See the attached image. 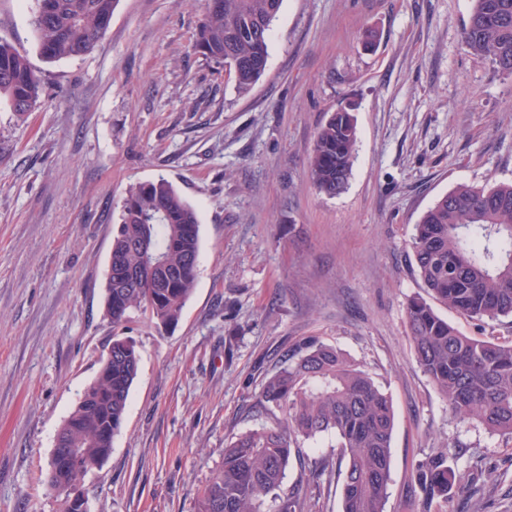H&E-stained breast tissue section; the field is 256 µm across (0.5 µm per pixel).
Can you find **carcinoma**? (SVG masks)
Listing matches in <instances>:
<instances>
[{
  "mask_svg": "<svg viewBox=\"0 0 512 512\" xmlns=\"http://www.w3.org/2000/svg\"><path fill=\"white\" fill-rule=\"evenodd\" d=\"M118 0H36L32 26L41 57L56 62L84 56L107 32ZM282 0H216L196 37L206 58L233 69L234 87L245 94L268 63L271 26ZM466 47L512 76V0H473L463 32ZM42 81L26 55L0 40V104L19 117L41 104ZM357 133L345 108L318 131L309 177L329 196L341 193L351 173ZM410 248L423 288L406 320L416 362L459 419L475 418L512 438V341L475 339L439 316L431 301L470 319L512 316V183L461 185L439 198L415 226ZM112 275L105 312L115 327L131 313L178 322L196 282L200 219L165 178L131 187L112 237ZM138 269L127 281V269ZM139 359L127 339L112 338V363L98 375L64 420L74 422L69 467L49 472L48 494L59 512H75L58 493L77 474L100 471L112 452L110 434L121 429ZM112 392V399L104 394ZM260 406L285 414L269 425L237 434L224 446L221 467L199 491L195 512H305L293 491L283 490L292 445L322 435L336 438V463L344 467L342 512H386L394 413L389 398L368 373L335 347L309 337L285 356L264 383ZM412 481L424 502H446L464 492L450 449L439 448L415 470Z\"/></svg>",
  "mask_w": 512,
  "mask_h": 512,
  "instance_id": "1",
  "label": "carcinoma"
}]
</instances>
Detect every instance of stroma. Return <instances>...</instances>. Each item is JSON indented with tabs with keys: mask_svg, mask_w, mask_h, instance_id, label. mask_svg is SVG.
<instances>
[{
	"mask_svg": "<svg viewBox=\"0 0 512 512\" xmlns=\"http://www.w3.org/2000/svg\"><path fill=\"white\" fill-rule=\"evenodd\" d=\"M472 0H283L264 75L238 94L195 48L206 0H118L94 51L39 54L35 0H0V39L45 89L0 105V512H56V434L113 335L139 355L124 422L84 482L89 512H194L235 434L268 424L256 401L284 351L335 346L394 412L386 512H512V439L459 420L416 363L406 326L422 294L415 226L459 185L512 182V77L462 42ZM356 122L346 189L308 180L318 130ZM169 180L198 211L195 289L178 323L104 315L128 188ZM437 312L464 335L512 339V317ZM333 437L301 445L284 480L310 512H341L315 471ZM466 494L424 508L419 462L441 446Z\"/></svg>",
	"mask_w": 512,
	"mask_h": 512,
	"instance_id": "stroma-1",
	"label": "stroma"
}]
</instances>
